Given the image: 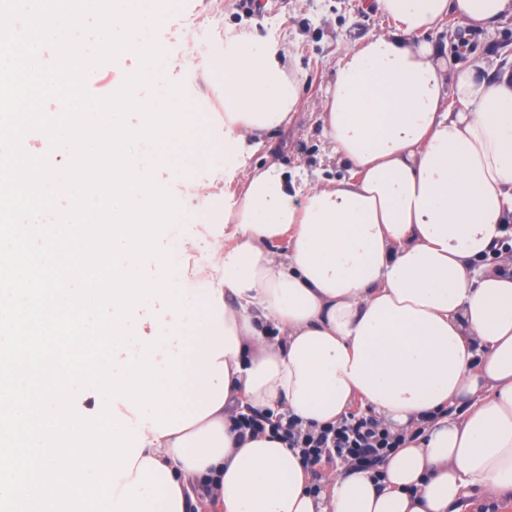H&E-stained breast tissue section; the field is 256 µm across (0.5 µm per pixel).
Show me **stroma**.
I'll return each mask as SVG.
<instances>
[{"label": "stroma", "mask_w": 512, "mask_h": 512, "mask_svg": "<svg viewBox=\"0 0 512 512\" xmlns=\"http://www.w3.org/2000/svg\"><path fill=\"white\" fill-rule=\"evenodd\" d=\"M195 17L201 18L203 28L198 56L214 70L223 66L225 34L234 30L258 42L288 48L302 73L303 87L301 100L287 125L267 134L252 155L239 158L229 167L218 162L201 168V175L220 181L223 189L204 205L185 208L188 218L180 232L192 244L186 261L190 269L199 265L201 255L219 240L221 229L211 224L210 214L239 198L245 170L268 161L281 163L302 195L324 180L346 176V167L335 160L323 134L319 102L336 77V63L344 50L361 45L391 25L376 0H277L275 10L260 17L247 15L240 0H185L159 33L169 54L177 52L172 39L174 29ZM431 38L447 46L453 61L474 66L483 73L512 72V15L485 31H452L443 22ZM166 77L184 81L189 97L208 117L214 141L223 142L224 103L220 89L200 91L190 70L170 71Z\"/></svg>", "instance_id": "stroma-1"}]
</instances>
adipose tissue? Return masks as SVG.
Here are the masks:
<instances>
[{"label":"adipose tissue","instance_id":"adipose-tissue-1","mask_svg":"<svg viewBox=\"0 0 512 512\" xmlns=\"http://www.w3.org/2000/svg\"><path fill=\"white\" fill-rule=\"evenodd\" d=\"M392 21L336 65L320 102L352 176L296 199L286 169L245 172L224 211L217 280L187 289L194 421L144 427L162 512H466L512 492V75L454 63L427 38L446 16L491 29L512 0H377ZM224 148L287 123L301 77L277 48L228 34ZM287 239L286 251L269 245ZM360 400L404 443L381 477L345 463L313 484L298 449L239 436L236 415L340 421Z\"/></svg>","mask_w":512,"mask_h":512}]
</instances>
